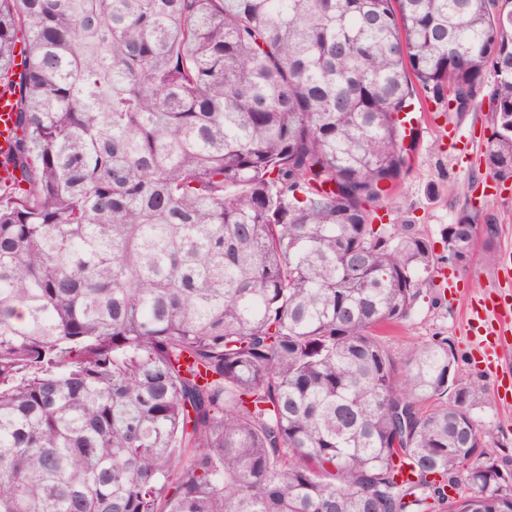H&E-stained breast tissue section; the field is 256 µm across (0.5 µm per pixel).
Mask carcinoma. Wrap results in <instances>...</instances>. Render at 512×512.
Returning a JSON list of instances; mask_svg holds the SVG:
<instances>
[{
	"label": "carcinoma",
	"instance_id": "obj_1",
	"mask_svg": "<svg viewBox=\"0 0 512 512\" xmlns=\"http://www.w3.org/2000/svg\"><path fill=\"white\" fill-rule=\"evenodd\" d=\"M488 79L505 181L500 0H0V512H512L484 384L375 334L434 258L366 209ZM14 100L12 96L0 90V154L9 152L15 134V113L13 112Z\"/></svg>",
	"mask_w": 512,
	"mask_h": 512
}]
</instances>
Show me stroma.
Here are the masks:
<instances>
[{"instance_id": "stroma-1", "label": "stroma", "mask_w": 512, "mask_h": 512, "mask_svg": "<svg viewBox=\"0 0 512 512\" xmlns=\"http://www.w3.org/2000/svg\"><path fill=\"white\" fill-rule=\"evenodd\" d=\"M491 91V83L481 85L477 107L462 115L417 93L414 109L423 118L415 150L395 191L375 204L384 233H391L396 224L412 225L428 239L434 257L443 260L440 271L422 286L410 316L383 331L384 345L399 360L411 345L447 338L459 356L457 376L462 380L478 373L466 357V309L484 293L505 291L497 271L503 254L512 253V184L494 195L485 188L490 178L483 152L493 129L488 110ZM452 130L460 139L459 145H452L448 139ZM464 211L475 223L497 224L499 232L491 242L477 239L469 262L461 266L445 260L442 231ZM446 276L457 285L451 297L441 286ZM478 414L494 433L501 466L512 470V404L495 401L479 409Z\"/></svg>"}]
</instances>
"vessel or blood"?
Wrapping results in <instances>:
<instances>
[{"mask_svg": "<svg viewBox=\"0 0 512 512\" xmlns=\"http://www.w3.org/2000/svg\"><path fill=\"white\" fill-rule=\"evenodd\" d=\"M14 100L0 90V154L8 153L15 134ZM468 330L474 348L488 372L498 370L499 349L512 334V297L490 295L470 306Z\"/></svg>", "mask_w": 512, "mask_h": 512, "instance_id": "obj_1", "label": "vessel or blood"}]
</instances>
